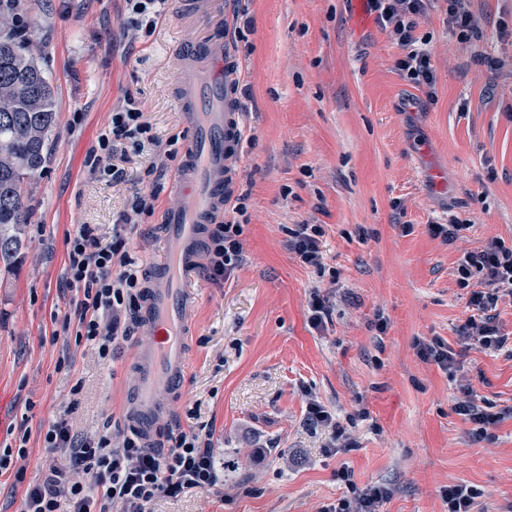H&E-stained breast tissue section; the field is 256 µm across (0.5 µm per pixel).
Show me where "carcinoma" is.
I'll return each instance as SVG.
<instances>
[{"mask_svg": "<svg viewBox=\"0 0 512 512\" xmlns=\"http://www.w3.org/2000/svg\"><path fill=\"white\" fill-rule=\"evenodd\" d=\"M56 125L54 90L0 16V263L23 245L27 190L42 171Z\"/></svg>", "mask_w": 512, "mask_h": 512, "instance_id": "1", "label": "carcinoma"}]
</instances>
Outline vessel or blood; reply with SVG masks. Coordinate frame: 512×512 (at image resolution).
I'll use <instances>...</instances> for the list:
<instances>
[{
    "mask_svg": "<svg viewBox=\"0 0 512 512\" xmlns=\"http://www.w3.org/2000/svg\"><path fill=\"white\" fill-rule=\"evenodd\" d=\"M237 68L219 32L175 53L178 105L189 129L185 159L173 179L181 202L164 210L165 255L148 265L137 309V333L146 342L136 353L125 402L131 428L150 444L159 441L163 410L184 386L191 360L184 313L199 299L196 273L205 229L224 213L230 162L241 145V114L230 79Z\"/></svg>",
    "mask_w": 512,
    "mask_h": 512,
    "instance_id": "1",
    "label": "vessel or blood"
}]
</instances>
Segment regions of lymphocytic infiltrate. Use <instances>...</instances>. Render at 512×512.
Returning a JSON list of instances; mask_svg holds the SVG:
<instances>
[{"label":"lymphocytic infiltrate","mask_w":512,"mask_h":512,"mask_svg":"<svg viewBox=\"0 0 512 512\" xmlns=\"http://www.w3.org/2000/svg\"><path fill=\"white\" fill-rule=\"evenodd\" d=\"M126 28L133 38L151 37L168 12V0H125ZM472 0H366V8L400 47L396 61L401 76L425 90L434 100L435 71L429 51L415 34L417 19L443 9L448 28L458 40L478 39L470 9ZM152 127L139 100L124 96L112 110L108 129L87 150L83 165L89 174L120 181L123 163L130 155L155 145ZM154 168L144 172L147 188L137 193L130 209L119 217L111 238L101 237L91 225H80L69 240L66 283L74 290L75 339L93 345L102 360H109L114 347L130 334L132 315L141 294L140 270L130 254L126 232L137 216L154 211L157 190ZM239 195L224 210V219L212 226L206 253L210 280L221 282L242 261L240 222L247 210ZM454 275L460 288L469 290L472 313L459 327L464 341L453 350L440 340L420 344V353L449 373H457L469 348L502 350L511 338L502 334L493 317L500 300L512 299V245L499 237L480 249L466 252ZM455 411L486 434L501 416L480 400L469 378H462ZM47 474L42 483L24 490L22 512H153L157 499L211 491L219 483L212 431L178 432L168 437V448L159 452L146 446L138 434L113 444L111 431L75 437L66 420L49 424L44 435ZM66 456L59 464L58 456Z\"/></svg>","instance_id":"f902f5d3"}]
</instances>
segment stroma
Here are the masks:
<instances>
[{
  "mask_svg": "<svg viewBox=\"0 0 512 512\" xmlns=\"http://www.w3.org/2000/svg\"><path fill=\"white\" fill-rule=\"evenodd\" d=\"M361 0H210L186 16L170 7L145 41L131 40L125 0H26L25 47L56 95L47 162L29 188L24 245L0 272V449L28 431L23 483L0 469V512H22L26 485L45 476L44 434L66 419L92 435L129 433L122 394L140 336L110 361L52 341L71 314L67 241L79 225L111 237L149 165L161 186L155 211L130 233L139 264L159 258L170 182L187 132L169 60L178 45L223 28L239 65L243 146L233 195H246L243 261L215 284L202 280L185 313L192 360L167 431L208 427L224 464L212 492L163 497L154 512H324L373 485L391 495L379 512H448L453 484L481 491L472 512H512V350L467 351L480 399L502 412L478 437L454 411L456 379L417 345L462 348L468 290L453 271L465 251L512 239V69L489 70L476 52L512 62V0H474L480 38L459 43L438 11L419 17L435 70V102L395 69L401 55ZM139 99L171 155L145 151L114 183L91 176L86 151L125 94ZM472 223L445 242L430 225ZM298 224L322 229L325 270L288 248ZM328 299L311 326L312 291ZM385 331H378V321ZM318 401L357 442L333 451L311 422ZM352 473L354 488L338 481Z\"/></svg>",
  "mask_w": 512,
  "mask_h": 512,
  "instance_id": "35a3bbf8",
  "label": "stroma"
}]
</instances>
